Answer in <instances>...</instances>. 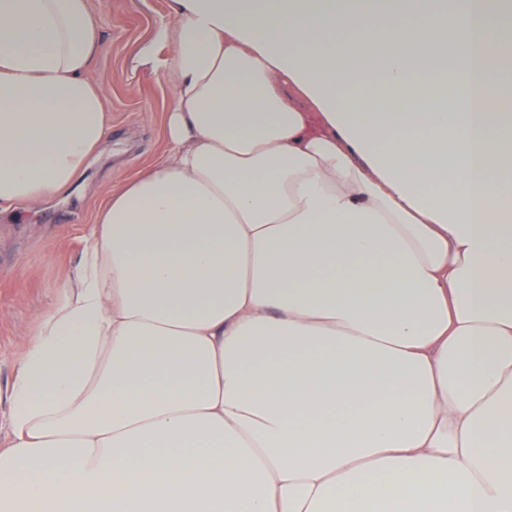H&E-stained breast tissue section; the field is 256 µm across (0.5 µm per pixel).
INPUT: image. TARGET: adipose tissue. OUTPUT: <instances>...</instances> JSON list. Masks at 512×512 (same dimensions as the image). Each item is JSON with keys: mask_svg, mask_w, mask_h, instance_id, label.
I'll return each mask as SVG.
<instances>
[{"mask_svg": "<svg viewBox=\"0 0 512 512\" xmlns=\"http://www.w3.org/2000/svg\"><path fill=\"white\" fill-rule=\"evenodd\" d=\"M169 19L167 149L100 188L18 359L0 512H512V29L491 0ZM102 47L90 0H0V212L108 139Z\"/></svg>", "mask_w": 512, "mask_h": 512, "instance_id": "adipose-tissue-1", "label": "adipose tissue"}]
</instances>
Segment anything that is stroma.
<instances>
[{"mask_svg": "<svg viewBox=\"0 0 512 512\" xmlns=\"http://www.w3.org/2000/svg\"><path fill=\"white\" fill-rule=\"evenodd\" d=\"M103 49L90 68L108 86L112 130L103 153L65 194L38 210L0 216V389L16 374L27 332L55 302L75 268L100 187L120 180L164 148L165 112L173 94L163 61L174 31L169 0H91Z\"/></svg>", "mask_w": 512, "mask_h": 512, "instance_id": "obj_1", "label": "stroma"}]
</instances>
